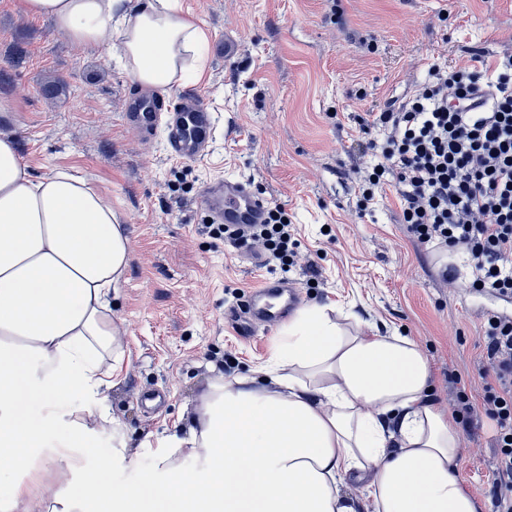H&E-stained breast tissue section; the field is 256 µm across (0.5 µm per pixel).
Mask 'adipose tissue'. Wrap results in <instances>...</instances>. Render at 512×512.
Instances as JSON below:
<instances>
[{
  "label": "adipose tissue",
  "instance_id": "obj_1",
  "mask_svg": "<svg viewBox=\"0 0 512 512\" xmlns=\"http://www.w3.org/2000/svg\"><path fill=\"white\" fill-rule=\"evenodd\" d=\"M86 48L118 40L142 86L171 92L206 43L177 0H22ZM130 262L127 225L85 178H33L0 135V512H354L340 487L366 482L372 512H476L459 477V432L429 397L407 336L351 332L327 307L300 310L266 386L216 375L188 426L147 439L143 481L106 404L126 330L111 295ZM109 447L98 474L82 449ZM72 493L46 495L41 463ZM193 468H186L185 460Z\"/></svg>",
  "mask_w": 512,
  "mask_h": 512
}]
</instances>
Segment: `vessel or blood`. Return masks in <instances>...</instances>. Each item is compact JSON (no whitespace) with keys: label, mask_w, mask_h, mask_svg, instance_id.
<instances>
[{"label":"vessel or blood","mask_w":512,"mask_h":512,"mask_svg":"<svg viewBox=\"0 0 512 512\" xmlns=\"http://www.w3.org/2000/svg\"><path fill=\"white\" fill-rule=\"evenodd\" d=\"M123 120L141 131L164 128L169 155L182 161H196L209 154L216 125L215 113L195 91L183 94L167 112L161 111L159 98L151 92L126 97ZM201 199L213 222L237 230L262 223L269 208L267 199L253 190L251 182L239 177L207 183ZM300 299L296 284L284 278L264 279L249 298L239 318L240 327L273 326Z\"/></svg>","instance_id":"vessel-or-blood-1"}]
</instances>
